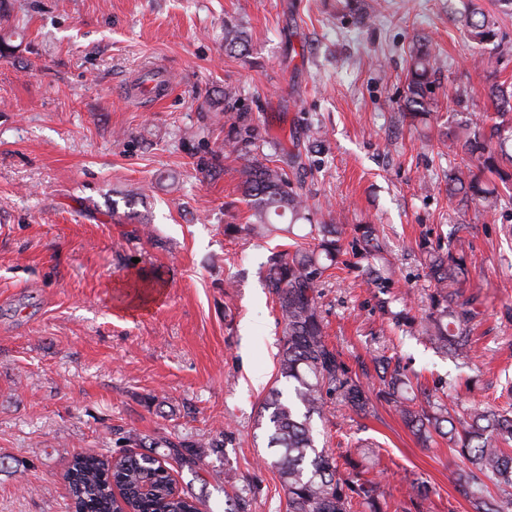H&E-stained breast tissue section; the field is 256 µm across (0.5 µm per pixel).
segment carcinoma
Here are the masks:
<instances>
[{
	"label": "carcinoma",
	"instance_id": "cac0c4a2",
	"mask_svg": "<svg viewBox=\"0 0 512 512\" xmlns=\"http://www.w3.org/2000/svg\"><path fill=\"white\" fill-rule=\"evenodd\" d=\"M467 35L479 44L497 36L496 15L474 6L460 17ZM247 32L238 25L224 27V47L243 51ZM441 69L437 55L425 38L417 40L407 66V86L400 108L412 124L429 127L439 116L432 112L428 93ZM494 113L471 115L448 128V139L469 156L464 168L448 169V194L476 205L484 212L497 210L504 197L512 198V83L488 85ZM228 143L237 162L238 191L250 212L247 224H227L229 235L247 232L267 236L288 225L293 232L300 221L310 223L312 242L297 240L270 256L265 281L278 309L282 339L277 358V381L287 388L271 387L262 404L258 425L266 435L269 465L277 472L287 496L288 512H383L379 484L355 471L339 472L336 458L317 448L315 422L326 415L327 397L339 393L359 411H367L363 383L348 375L336 350L326 341L319 294L326 272L337 267L344 253L342 225L333 221L312 223L311 208L301 187L293 185L283 167L268 154H259L252 119L245 112L224 113ZM498 181L484 178L485 173ZM464 225L448 232L446 248L426 254L425 266L436 288L421 335L437 352L451 355L460 368L471 364V324L479 316L476 299L461 292L467 274L462 235ZM352 255L366 261L363 272L379 289L391 278L378 256L382 244L374 224H356L349 242ZM397 327L414 317L405 296H395L387 307ZM380 395L392 403L404 423L423 443L436 433L448 439L459 459L456 486L473 512H512V382L506 401L491 408H465L451 412L442 400L391 359H375ZM188 443H166V451H122L110 455L93 449L73 456L65 479L69 487V512H200V499L180 490L166 459L173 457L193 466L202 456L180 449Z\"/></svg>",
	"mask_w": 512,
	"mask_h": 512
}]
</instances>
